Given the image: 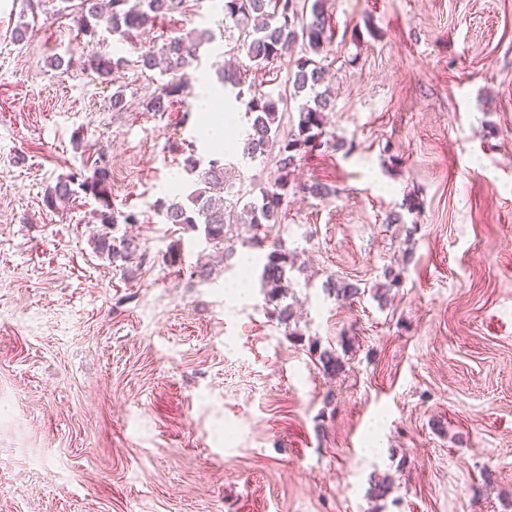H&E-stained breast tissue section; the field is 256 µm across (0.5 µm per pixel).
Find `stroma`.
Here are the masks:
<instances>
[{"label":"stroma","instance_id":"stroma-1","mask_svg":"<svg viewBox=\"0 0 512 512\" xmlns=\"http://www.w3.org/2000/svg\"><path fill=\"white\" fill-rule=\"evenodd\" d=\"M186 5L131 43L50 12L18 43L24 2L0 0V512H512V0H327L326 129L346 147L290 177L335 196L297 192L269 228L295 255L286 326L260 288L236 293L235 260L194 277L203 234L155 214L195 179L189 143L245 188L277 175L242 158V104L220 148L186 105L143 110L161 76L141 51L222 18L220 0ZM233 44L202 48L193 96L223 101ZM118 48L114 83L84 69ZM102 155L114 204L141 215L125 275L93 250L92 197L44 202Z\"/></svg>","mask_w":512,"mask_h":512}]
</instances>
